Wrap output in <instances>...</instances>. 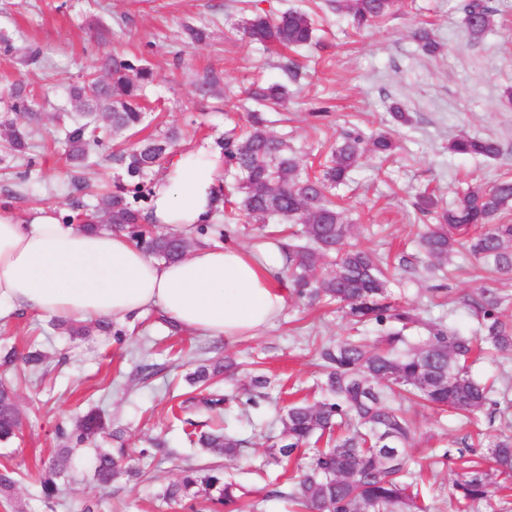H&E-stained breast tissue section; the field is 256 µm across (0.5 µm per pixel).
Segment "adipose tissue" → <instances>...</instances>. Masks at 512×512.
Returning <instances> with one entry per match:
<instances>
[{"mask_svg": "<svg viewBox=\"0 0 512 512\" xmlns=\"http://www.w3.org/2000/svg\"><path fill=\"white\" fill-rule=\"evenodd\" d=\"M224 158L209 147L177 154L154 182L149 224L191 235L219 206ZM282 250L202 245L176 262L149 257L126 233L86 232L53 209L21 219L0 209V307L63 321H124L156 309L202 336L270 325L287 303Z\"/></svg>", "mask_w": 512, "mask_h": 512, "instance_id": "adipose-tissue-1", "label": "adipose tissue"}]
</instances>
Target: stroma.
Returning a JSON list of instances; mask_svg holds the SVG:
<instances>
[{
	"label": "stroma",
	"instance_id": "obj_1",
	"mask_svg": "<svg viewBox=\"0 0 512 512\" xmlns=\"http://www.w3.org/2000/svg\"><path fill=\"white\" fill-rule=\"evenodd\" d=\"M327 2L262 0L261 9L273 16L288 9L315 13L316 44L284 53L246 41L241 0H0V38H9L16 49L12 55L0 53V137L11 117L6 86H27L39 114L27 157L0 159V208L22 216L52 206L65 215L70 201L95 203L105 187L125 182L112 159L125 136L113 133L105 115L96 117L102 144L92 167L76 169L60 137L59 113L78 112L72 87L98 70L105 56L152 68L156 79L146 91L149 118L141 135L177 128L183 150L215 144L225 129L245 118L253 106L248 98L253 82L284 83L289 96L279 110L287 119L274 123L273 130L293 139L309 167H317L343 130L394 129L396 154L384 163L364 157L342 189L354 224L352 240L412 259L413 269H396L393 297L421 318L474 335L478 323L470 302L487 286V274L462 256L455 260L456 271L445 277L421 270L418 236L431 218L418 211L415 196L427 187L453 204L466 181L512 177V103L504 96L512 87V0H494L495 23L476 43L465 30L463 0H405L397 13L365 29ZM189 25L204 30L203 42L190 41ZM421 26L441 45L435 56H425L412 37ZM30 48L40 50V61L20 63V54ZM290 63L298 66L292 79L284 70ZM210 67L223 71L229 101L197 96L196 81ZM394 104L409 112L410 124L394 126ZM464 134L498 139L501 156L450 154L449 141ZM125 328L124 342L110 344L94 332L71 336L53 330L44 317L0 312V345L22 353L37 340L48 354L43 374L26 376L20 366L6 372L18 382L23 428L13 443L0 445V465L15 469L17 479L11 499L0 498V512H83L94 502L98 512H190L189 500L166 502L162 494L183 468H203L216 458L188 451L185 426L171 407L191 396L187 377L199 363L227 356L237 368L218 377L221 391H234L258 373L270 384L256 408L230 418L231 430L249 446L239 460L224 461V471L241 486L251 512H282L275 493L289 485L294 472L267 465L270 439L282 429L280 417L291 392L321 399L315 348L349 332L337 305L308 306L288 298L278 320L253 336H200L163 322L156 310ZM143 362L156 366L146 380L138 369ZM94 407L120 427V442L130 455L138 456L155 438L164 439L174 454L138 456L143 472L138 482L121 475L100 488L91 464L95 448L108 447V440L73 446L81 465L63 484L59 505L48 508L37 492V466L57 447V428H72ZM412 414L416 436L410 467L428 480L432 512H456L449 486L462 468L457 449L467 442L488 444L512 424V413L483 414L471 422L420 406Z\"/></svg>",
	"mask_w": 512,
	"mask_h": 512
}]
</instances>
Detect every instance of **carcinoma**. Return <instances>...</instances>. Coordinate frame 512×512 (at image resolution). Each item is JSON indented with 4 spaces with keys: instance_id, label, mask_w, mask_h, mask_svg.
Returning <instances> with one entry per match:
<instances>
[{
    "instance_id": "obj_1",
    "label": "carcinoma",
    "mask_w": 512,
    "mask_h": 512,
    "mask_svg": "<svg viewBox=\"0 0 512 512\" xmlns=\"http://www.w3.org/2000/svg\"><path fill=\"white\" fill-rule=\"evenodd\" d=\"M335 10L345 14L359 28L376 24L396 13L403 0H332ZM464 23L471 40L479 41L494 23L497 9L491 0H465ZM244 36L264 46L297 50L316 43V28L310 13L287 10L275 17L254 11L243 24ZM422 52L435 55L440 46L425 28L413 34ZM106 79L92 78L73 88L72 98L83 107V120L65 128L71 159L82 165L90 162L100 144L95 116L107 113L112 131L134 136L146 119L140 106L142 92L154 79L151 68L136 66L118 57L103 59ZM224 73L208 69L197 83V92L206 97L218 93ZM11 111L35 118L26 87L11 86ZM288 96L286 86L256 83L250 97L258 104H278ZM266 113L254 110L247 115L243 130L232 127L219 142L224 167L233 174V191L220 192V219L202 225L198 235L229 239L232 224L244 215L252 224H293L299 229L280 234L278 244L286 253L287 273L294 294L301 300H323L340 305L345 318L360 332L317 348L322 362L323 398L313 404L302 399L288 405L282 418L281 437L273 442L269 462H290L300 451L310 461L297 475L288 491L274 495L288 500L291 512H429L421 492L422 475L410 470L409 452L413 422L405 402L423 404L441 412H452L467 420L487 410L494 414L512 407L509 389L497 390L471 376V366L481 354L512 352V320L502 313L505 297L485 288L472 306L480 317V334L463 336L441 322L427 325V336L409 344L406 331L419 322L412 309L398 304L388 289L387 262L378 254L349 242L352 225L345 210L334 200L336 187L350 180V173L369 153L389 157L397 149L392 133L379 131L369 136L358 129L345 132L331 147L322 168L309 173L302 157L286 136L270 130ZM30 131L15 128L7 139L12 153L23 155L29 149ZM177 138L168 133L138 140L112 154L128 181L100 195L88 211L66 215L63 223L78 222L83 229L111 228L126 233L147 254L164 260L180 259L191 239L161 232L145 220L139 201L149 195L147 180L154 168L170 162ZM448 150L459 156L495 159L501 145L492 138L460 135L448 143ZM418 208L436 214V223L427 225L418 245L426 265L424 270L442 273L455 254L466 251L496 281L512 276V224H500V216L512 209V178L501 177L485 185L474 183L461 193L458 202L448 206L432 193L420 195ZM328 272L319 277L316 268ZM378 327L382 335L371 340L361 332ZM32 373L42 370L46 354L33 343L22 356ZM234 371L233 361L224 365L201 364L191 374V382L207 383L219 370ZM232 406H257L246 390L236 397L209 391L192 397L185 410L208 412L218 418ZM189 444L226 458L237 457L248 440L236 438L224 427L196 431L208 422L191 418ZM22 417L15 401V389L0 382V444L16 439ZM120 438L98 408H92L78 421L69 439L78 444L92 443L99 437ZM325 442V447L318 443ZM384 448L399 449L397 465L386 463ZM126 450L100 448L94 457L93 477L99 486H109L114 478L138 472L122 469ZM484 459L468 461L466 471L452 484L457 512H473L475 505L492 500L508 501L512 492V435H502L489 443ZM74 467L71 453L61 448L43 464L41 494L50 501L60 492V483ZM16 484L15 471L0 470V497L9 498ZM238 485L225 478L224 468L187 467L164 492V498H202L210 512H239Z\"/></svg>"
}]
</instances>
